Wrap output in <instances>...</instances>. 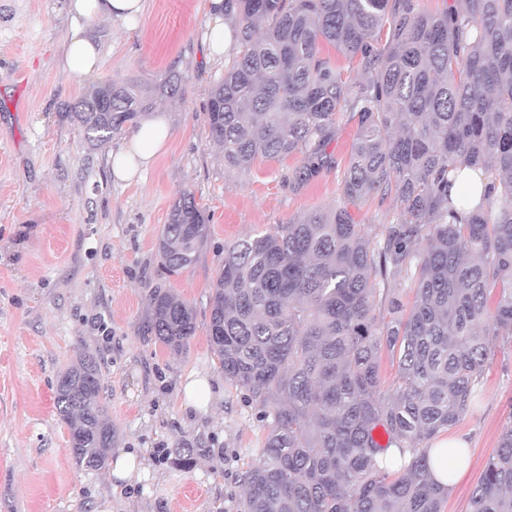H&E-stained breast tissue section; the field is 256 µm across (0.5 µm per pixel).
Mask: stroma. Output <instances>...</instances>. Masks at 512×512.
Returning <instances> with one entry per match:
<instances>
[{
	"mask_svg": "<svg viewBox=\"0 0 512 512\" xmlns=\"http://www.w3.org/2000/svg\"><path fill=\"white\" fill-rule=\"evenodd\" d=\"M65 0H0V512H241L244 472L258 462L267 422L224 378L208 325L224 247L338 204L340 170L292 190L286 163L224 168L203 107L224 64L209 59V0H146L125 24L98 19L88 36L105 47L99 79L151 87L180 73L179 96L155 100L172 135L141 182L112 178L121 133L91 149L63 112L88 80L59 66L70 34ZM191 190L211 225L194 265L166 273L157 252L170 208ZM188 300L197 330L176 354L144 335L157 287ZM475 409L446 438L470 443V464L445 512H467L485 461L512 415V342L493 347ZM98 361L118 443L113 457L143 459L140 478L78 468L54 408L59 373L80 355ZM213 397L191 402L189 377ZM168 457L157 462L154 451Z\"/></svg>",
	"mask_w": 512,
	"mask_h": 512,
	"instance_id": "35a3bbf8",
	"label": "stroma"
}]
</instances>
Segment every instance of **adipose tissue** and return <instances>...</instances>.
Masks as SVG:
<instances>
[{
  "label": "adipose tissue",
  "mask_w": 512,
  "mask_h": 512,
  "mask_svg": "<svg viewBox=\"0 0 512 512\" xmlns=\"http://www.w3.org/2000/svg\"><path fill=\"white\" fill-rule=\"evenodd\" d=\"M146 0H67L72 34L62 53L64 67L78 77L94 75L100 65L103 48L84 36L85 22L97 18L129 20L144 14ZM171 128L165 115L159 114L142 122L127 144L113 150L109 165L115 179L130 181L143 177L164 149Z\"/></svg>",
  "instance_id": "obj_1"
}]
</instances>
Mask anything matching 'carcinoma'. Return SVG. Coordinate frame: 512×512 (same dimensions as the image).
Wrapping results in <instances>:
<instances>
[{
  "mask_svg": "<svg viewBox=\"0 0 512 512\" xmlns=\"http://www.w3.org/2000/svg\"><path fill=\"white\" fill-rule=\"evenodd\" d=\"M224 0L235 46L205 113L224 168L299 159L297 189L337 167L329 146L357 119L335 206L224 246L209 339L224 378L271 419L243 475V512H444L428 442L482 395L490 337L512 340V0ZM357 62L352 78L334 59ZM151 88L107 79L65 115L90 145L134 128ZM481 168L490 186L448 195L449 174ZM378 195L396 214L360 224ZM210 219L183 190L159 237L162 266L189 269ZM413 293L410 308L401 296ZM147 333L175 353L196 332L190 303L159 288ZM396 360L385 385L383 353ZM99 365L58 377L54 407L77 467L102 470L116 429ZM470 512H512V419L470 495Z\"/></svg>",
  "mask_w": 512,
  "mask_h": 512,
  "instance_id": "1",
  "label": "carcinoma"
}]
</instances>
